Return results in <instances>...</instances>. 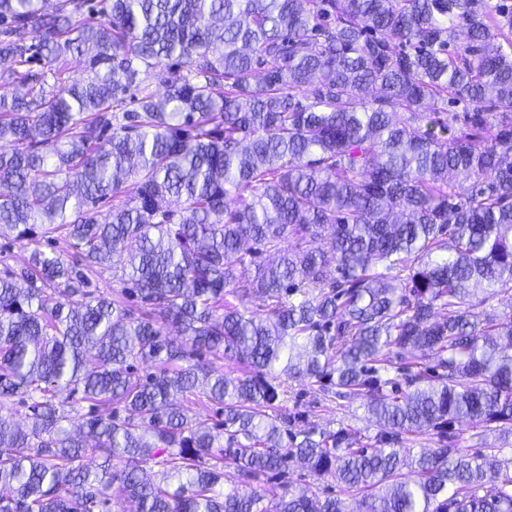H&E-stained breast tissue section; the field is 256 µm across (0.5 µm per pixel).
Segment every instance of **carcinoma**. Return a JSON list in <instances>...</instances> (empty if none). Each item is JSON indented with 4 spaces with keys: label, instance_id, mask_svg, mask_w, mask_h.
<instances>
[{
    "label": "carcinoma",
    "instance_id": "obj_1",
    "mask_svg": "<svg viewBox=\"0 0 512 512\" xmlns=\"http://www.w3.org/2000/svg\"><path fill=\"white\" fill-rule=\"evenodd\" d=\"M11 235L0 512H512V458L454 432L512 434V313L473 311L512 288V8L0 0ZM283 376L366 397L383 447L289 430ZM295 458L343 496L265 487ZM457 448H465L466 451L474 453L480 448H500V441L494 434L485 435L480 428L472 427L468 423L457 424Z\"/></svg>",
    "mask_w": 512,
    "mask_h": 512
}]
</instances>
